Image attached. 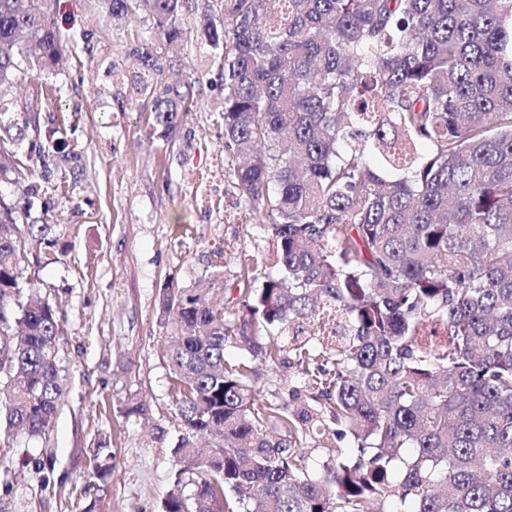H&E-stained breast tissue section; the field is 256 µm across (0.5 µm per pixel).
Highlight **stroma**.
<instances>
[{"label":"stroma","instance_id":"stroma-1","mask_svg":"<svg viewBox=\"0 0 512 512\" xmlns=\"http://www.w3.org/2000/svg\"><path fill=\"white\" fill-rule=\"evenodd\" d=\"M220 0H192L177 47L158 46L163 83L200 78L191 111L163 137L152 104L119 91L99 64L138 69V44L103 19L96 0H61L71 36L60 95L36 74L17 78L14 119L37 118L21 148L33 177L48 174L33 218L55 227L53 245L30 262L32 281L59 302L63 393L46 436H13L0 422V512H163L174 482L171 450L180 422L160 350L170 329L161 309L166 282L192 288L216 253L232 263L240 246H265L263 225L239 207L224 166V80L201 55L198 21ZM64 145L79 155L75 184L44 172L31 149ZM141 405L142 414L125 410Z\"/></svg>","mask_w":512,"mask_h":512}]
</instances>
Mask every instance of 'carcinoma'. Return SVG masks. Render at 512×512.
<instances>
[{
    "label": "carcinoma",
    "instance_id": "1",
    "mask_svg": "<svg viewBox=\"0 0 512 512\" xmlns=\"http://www.w3.org/2000/svg\"><path fill=\"white\" fill-rule=\"evenodd\" d=\"M98 2L152 21L143 71L101 62L173 134L200 79L158 87L155 42L182 40L187 0ZM56 10L0 0V88L63 68ZM200 23L224 161L273 264L242 247L228 279L216 254L221 305L164 288L181 427L164 512H512V0H221ZM12 112L0 94V405L38 437L62 323L29 294L53 225L31 219ZM55 160L79 179L77 154ZM258 362L298 384L258 388Z\"/></svg>",
    "mask_w": 512,
    "mask_h": 512
}]
</instances>
